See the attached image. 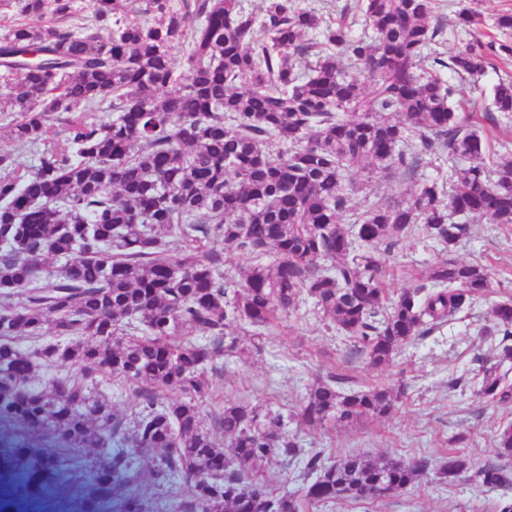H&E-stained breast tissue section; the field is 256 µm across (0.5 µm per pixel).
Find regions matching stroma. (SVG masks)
Returning <instances> with one entry per match:
<instances>
[{"instance_id": "stroma-1", "label": "stroma", "mask_w": 512, "mask_h": 512, "mask_svg": "<svg viewBox=\"0 0 512 512\" xmlns=\"http://www.w3.org/2000/svg\"><path fill=\"white\" fill-rule=\"evenodd\" d=\"M440 22L443 36L437 49L454 54L467 42L496 40L512 45V28L496 24L499 16L512 14V0H444ZM471 8L476 25L461 27L458 12ZM512 76V66L497 63L478 84H463L454 101L458 112L471 115L484 132L490 153H512V135L505 137L494 127L486 108L493 85ZM453 164L447 154L423 155L417 173H397L363 182L351 206L362 209L378 198L408 201L421 176L451 178ZM435 244L408 238L381 257L390 271L393 291L409 287L410 272L423 270L442 259ZM456 259L487 266L493 287L468 312L430 335L403 346L394 364L373 370L349 353L347 338L338 334L329 318L307 300L283 326L267 336L261 352L247 360L227 355L217 369L207 371L215 394L223 401L245 399L254 403L277 400L289 413L300 410L311 385L334 370L356 380L386 385L406 384L407 395L395 410L381 420H360L302 431L304 447L331 449L333 455L357 453L405 462L421 456L431 465L447 457L450 438L463 434V449L471 465L480 466L496 458L495 435L512 423V408L484 407L471 389H452L450 375L473 379L481 363L492 360L495 345L482 336L491 302L512 293V228L481 219L471 222L466 238L457 247ZM498 496L484 489L457 483L447 485L435 473L425 476L412 495L388 496L373 501L339 500L318 512H497Z\"/></svg>"}]
</instances>
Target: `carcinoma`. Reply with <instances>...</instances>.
<instances>
[{
    "label": "carcinoma",
    "mask_w": 512,
    "mask_h": 512,
    "mask_svg": "<svg viewBox=\"0 0 512 512\" xmlns=\"http://www.w3.org/2000/svg\"><path fill=\"white\" fill-rule=\"evenodd\" d=\"M436 8L358 0V15L305 45L321 18L297 0H264L257 13L244 0H0V116L17 149L37 157L23 167L0 154V428L20 429L0 439V512L21 501L64 512H310L412 493L427 459L306 450L282 407L220 406L205 372L226 353L260 352L305 299L356 358L389 367L492 287L487 267L448 257L393 294L378 252L419 236L451 253L474 218L512 226V153L484 162L486 139L454 112L458 86L439 75L476 85L512 48L478 42L443 58L440 25L427 22ZM360 18L372 34L354 38ZM491 105L512 115L511 80L493 87ZM60 113L65 138L48 145L46 123ZM436 148L468 162L451 187L425 178L407 204L348 208L360 191L353 169L411 173ZM217 240L250 256L248 269L224 272L209 249ZM267 253L274 264L262 263ZM49 257L62 264L46 268ZM490 316L482 333L501 340L474 394L511 406L512 296ZM55 363L72 370L34 386L37 367ZM98 376L129 388L130 413L92 387ZM404 397L329 371L296 417L309 429L379 418ZM495 448L498 461L478 467L449 453L439 478L498 491L499 512H512V424ZM274 458L303 459L307 481L273 489L259 464Z\"/></svg>",
    "instance_id": "obj_1"
}]
</instances>
